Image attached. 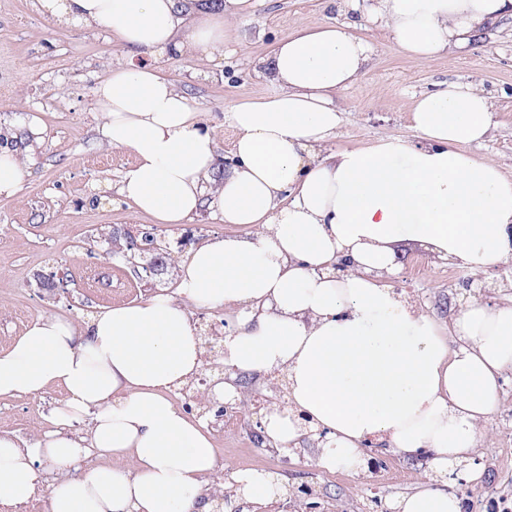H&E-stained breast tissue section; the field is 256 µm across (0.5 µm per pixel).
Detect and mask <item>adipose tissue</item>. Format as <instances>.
<instances>
[{
  "mask_svg": "<svg viewBox=\"0 0 512 512\" xmlns=\"http://www.w3.org/2000/svg\"><path fill=\"white\" fill-rule=\"evenodd\" d=\"M76 26L96 25L130 59L95 89L100 133L135 162L119 192L136 212L181 224L209 211L234 233L181 258L178 298L103 307L77 323L35 318L0 353V397L59 389L57 429L29 442L0 433V504L27 502L45 474L46 512H211L205 479L216 450L205 419L172 400L198 376L205 349L196 308L235 312L224 364L284 374L287 407L263 419L268 443L300 447L301 416L326 431L318 465L359 471L370 439L431 473L479 482L475 459L512 370V305L470 296L447 330L391 284L422 250L481 277L512 263V178L477 160L493 129L478 84L421 94L415 137L334 150L337 95L364 75L370 26L410 58L453 55L512 19V0H335L339 21L280 40L254 61L271 94L224 114L236 132L228 162L158 62L170 53L223 52L252 0H40ZM193 23L178 28L184 17ZM346 271H336L337 262ZM85 433H72L76 422ZM111 464H98L101 456ZM389 512H464L427 486Z\"/></svg>",
  "mask_w": 512,
  "mask_h": 512,
  "instance_id": "ef3b65f1",
  "label": "adipose tissue"
}]
</instances>
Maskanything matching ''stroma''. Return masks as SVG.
Wrapping results in <instances>:
<instances>
[{
	"label": "stroma",
	"instance_id": "obj_1",
	"mask_svg": "<svg viewBox=\"0 0 512 512\" xmlns=\"http://www.w3.org/2000/svg\"><path fill=\"white\" fill-rule=\"evenodd\" d=\"M332 16L327 0H254L252 14L238 21L222 55L211 60L170 55L165 71L202 112L219 156H229L235 141L234 130L224 123L225 111L272 91L254 72L253 59L268 54L282 37ZM362 36L373 52L364 76L337 97L343 123L334 149H363L386 137L412 138L411 111L421 93L448 80L473 82L491 97L494 130L472 152L512 176V21L449 59L408 58L377 31L367 29ZM124 59L104 29L56 21L39 0H0V85L10 89L9 96L0 97V125L15 131L26 172L15 196L0 197V352L39 316L79 322L104 306L175 294L177 275L148 279L140 267L115 262L106 253L101 235L112 227L156 228L176 257L185 246L231 231L205 211L183 224L159 225L122 201L119 181L134 159L100 141L97 129L103 118L94 89L106 70ZM33 119L40 128L35 136L28 132ZM50 274L64 275L66 288L40 287L39 277ZM468 276L465 269L415 250L405 258L395 287L444 329L461 306ZM278 396V386L268 384L265 375L252 381L248 406L237 409L239 433L229 438L213 434V480L240 471L233 448L251 438L264 405ZM62 398L55 389L40 398L1 397L0 432L30 440L51 430L50 412ZM500 404L478 451L485 469L482 481L448 485L463 498L465 512H512V447L506 444L512 438V371L504 377ZM370 454L384 461L383 474L319 467L310 449L287 458L276 450L260 453L249 467L273 474L291 492L311 486L320 494L321 512H385L390 500L413 492L425 479L422 461L402 460L381 447Z\"/></svg>",
	"mask_w": 512,
	"mask_h": 512
}]
</instances>
